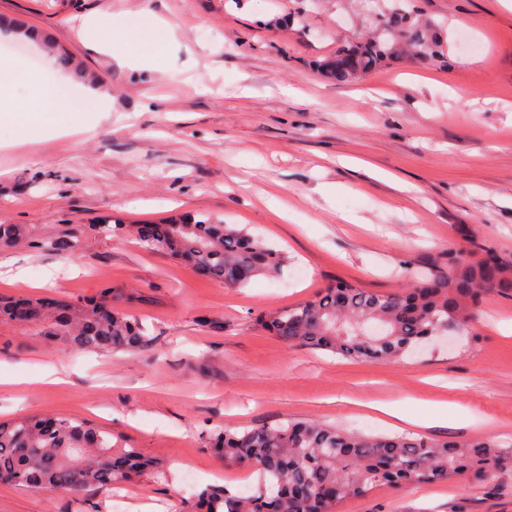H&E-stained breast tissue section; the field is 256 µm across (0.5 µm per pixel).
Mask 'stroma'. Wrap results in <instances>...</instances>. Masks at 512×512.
<instances>
[{
	"mask_svg": "<svg viewBox=\"0 0 512 512\" xmlns=\"http://www.w3.org/2000/svg\"><path fill=\"white\" fill-rule=\"evenodd\" d=\"M411 3L447 65L406 59L339 84L316 63L371 32L365 0H0L1 19L42 31L112 97L87 133L0 128V223L43 238L85 227L74 255L0 249V295L77 302L110 288L152 336L137 351H75L1 322L0 422L86 419L154 462L79 496L0 483V512H184L189 489L235 494L257 481L204 447L207 433L295 419L394 433L371 409L379 402L437 418L416 428L422 437L512 441L511 298L488 297L452 348L394 362L292 346L258 322L339 279L385 294L447 272L453 247L512 253V5ZM149 14L178 42L153 71L119 65L81 33L89 18L117 28ZM186 214L245 226L288 262L224 288L96 227ZM53 371L62 383L44 382ZM335 512H512V474L379 487Z\"/></svg>",
	"mask_w": 512,
	"mask_h": 512,
	"instance_id": "obj_1",
	"label": "stroma"
}]
</instances>
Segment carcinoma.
Segmentation results:
<instances>
[{
    "label": "carcinoma",
    "mask_w": 512,
    "mask_h": 512,
    "mask_svg": "<svg viewBox=\"0 0 512 512\" xmlns=\"http://www.w3.org/2000/svg\"><path fill=\"white\" fill-rule=\"evenodd\" d=\"M381 35L361 36L323 63L338 84L362 81L399 57L441 61V43L394 10ZM133 232L151 251L189 264L206 280L238 288L258 276L273 277L286 262L283 251L235 224L183 216L138 224ZM84 229L73 225L46 242L33 228L0 224V247H38L77 253ZM512 295V257L487 249L482 256L448 251V273H430L389 294L338 280L301 304L259 319L289 345L328 351L361 362L392 361L412 353L440 332L468 333L489 296ZM0 320L23 327L49 325L43 335L77 350L120 351L146 347L147 328L106 288L87 303L46 298L0 299ZM205 447L227 464L252 470L258 486L232 494L194 490L186 512H334L343 500L374 488L399 489L455 479L485 483L512 472V448L494 440L435 441L406 435H363L315 420H287L244 430H216ZM149 466L137 448L112 447V434L84 419L29 414L0 422V480L20 488L79 494L131 481Z\"/></svg>",
    "instance_id": "cac0c4a2"
}]
</instances>
